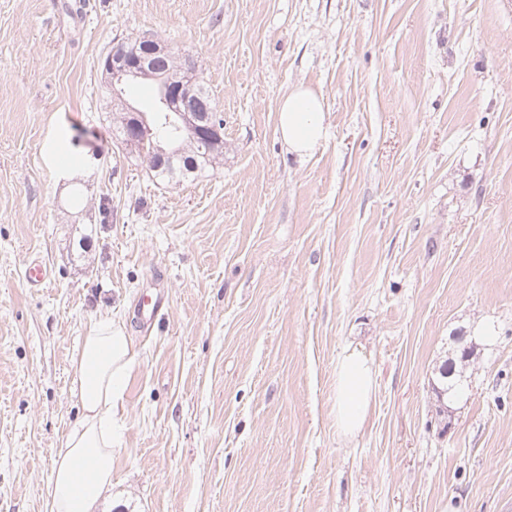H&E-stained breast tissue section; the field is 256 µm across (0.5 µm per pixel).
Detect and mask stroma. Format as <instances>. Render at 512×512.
Listing matches in <instances>:
<instances>
[{
  "mask_svg": "<svg viewBox=\"0 0 512 512\" xmlns=\"http://www.w3.org/2000/svg\"><path fill=\"white\" fill-rule=\"evenodd\" d=\"M139 36L224 117L179 183L109 131L99 60ZM298 85L324 104L306 157L276 123ZM101 317L131 363L97 512H512V0H0V512H45ZM349 346L376 376L353 439ZM370 361L356 350L345 349L337 358L333 416L336 431L354 437L362 429L375 393Z\"/></svg>",
  "mask_w": 512,
  "mask_h": 512,
  "instance_id": "1",
  "label": "stroma"
}]
</instances>
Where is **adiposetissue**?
I'll list each match as a JSON object with an SVG mask.
<instances>
[{
  "label": "adipose tissue",
  "instance_id": "1",
  "mask_svg": "<svg viewBox=\"0 0 512 512\" xmlns=\"http://www.w3.org/2000/svg\"><path fill=\"white\" fill-rule=\"evenodd\" d=\"M277 129L289 149L310 153L325 136L323 103L299 86L284 97ZM129 338L111 319L91 322L74 376L82 408L80 420L58 450L46 489L48 512H93L112 483V408L121 396L129 366ZM375 393V373L360 352L344 350L337 358L333 416L337 432L356 436L362 429Z\"/></svg>",
  "mask_w": 512,
  "mask_h": 512
}]
</instances>
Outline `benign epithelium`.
Instances as JSON below:
<instances>
[{
  "label": "benign epithelium",
  "mask_w": 512,
  "mask_h": 512,
  "mask_svg": "<svg viewBox=\"0 0 512 512\" xmlns=\"http://www.w3.org/2000/svg\"><path fill=\"white\" fill-rule=\"evenodd\" d=\"M103 71L111 82L112 97L117 101L124 100V86L133 79L147 77L159 81L162 100L176 120L179 133L196 139L201 149L208 153L220 148L222 127L215 122L214 113L203 112L191 105L183 88L156 75L145 56L132 55L124 49L123 42H117L105 58ZM127 108L135 113V120L127 127L123 143L127 150L136 153L146 140L154 137V133L144 113L136 111L130 104Z\"/></svg>",
  "instance_id": "7a95c632"
}]
</instances>
